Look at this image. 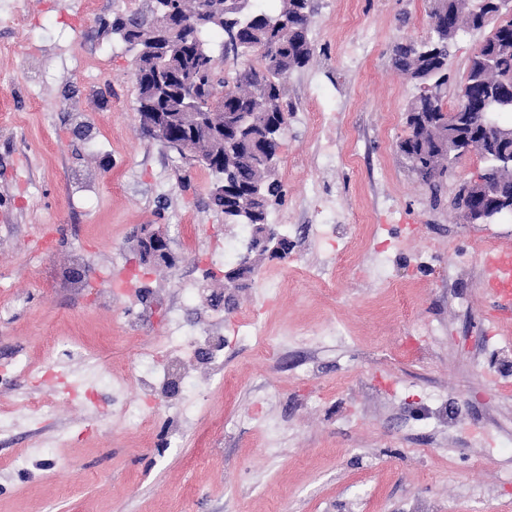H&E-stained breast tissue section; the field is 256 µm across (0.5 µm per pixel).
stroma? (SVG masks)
Listing matches in <instances>:
<instances>
[{"label":"stroma","mask_w":512,"mask_h":512,"mask_svg":"<svg viewBox=\"0 0 512 512\" xmlns=\"http://www.w3.org/2000/svg\"><path fill=\"white\" fill-rule=\"evenodd\" d=\"M85 2L0 0V361L97 393L0 384V512H512V396L494 392L493 356L512 349V321L494 325L481 288L512 215L467 224L451 209L478 155L435 201L398 150L420 89L390 52L429 36V0H312L314 55L285 83L286 195L267 215L294 225L292 250L246 288L224 278L240 227L213 205V176L140 129L136 56L110 23L146 0ZM485 37L452 46L447 104ZM146 229L173 263H140ZM335 266L321 288L313 273ZM176 318L224 337L216 367L140 360ZM243 318L268 355L236 336ZM54 336L86 358L56 359ZM433 397L456 427L423 419ZM46 398L32 420L25 402Z\"/></svg>","instance_id":"35a3bbf8"}]
</instances>
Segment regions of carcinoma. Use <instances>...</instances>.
Masks as SVG:
<instances>
[{
  "label": "carcinoma",
  "instance_id": "cac0c4a2",
  "mask_svg": "<svg viewBox=\"0 0 512 512\" xmlns=\"http://www.w3.org/2000/svg\"><path fill=\"white\" fill-rule=\"evenodd\" d=\"M170 9L177 14L195 16L201 11L200 0H169ZM281 7L269 14L254 9L246 15L228 12L224 22L234 25L241 42L255 48L256 64L240 73L234 85L222 79L218 91L224 93V104L214 110L211 124L224 127V140L215 141L208 134L195 131L194 144L217 162L224 163L225 199H213L224 212V223H265L270 203L283 196L282 184L275 178L276 171L266 170L258 163L257 155L274 154L279 139L269 138L266 127L284 124L283 95L288 74L308 64L313 49L309 39L311 0H280ZM501 0H431L429 17L434 38L420 44L414 41L398 42L391 50L392 66L400 73L422 85L448 72L451 44L464 29H484L486 14L498 10ZM162 0H151V5L137 9L112 22V33L136 51L141 70L152 67V58L141 54L143 47L167 37L180 47L176 65L182 70H204L213 63L214 56L206 48L205 37L213 32L224 33L212 21L207 26L192 27L186 31L164 24L159 16ZM495 69L485 68L488 59ZM469 77L473 82L468 104L456 103L448 108L443 98L416 96L406 109V123L410 134L398 144V150L408 169L418 181L428 187L432 199L439 197L440 186L448 178V147L456 144L459 135L477 137L484 148L498 142V130L508 126L500 116L512 115V103L501 101L489 109L497 122H490L482 105L486 87L501 89L512 80V17L503 20V28L490 31L478 52L470 60ZM466 113L462 128H448L449 111ZM254 115L251 136L238 138L234 116ZM483 185L473 189L462 201L453 200V208L477 204L484 190L502 194L512 192V170L499 169L488 164L483 170ZM259 184L262 195L248 196L249 188Z\"/></svg>",
  "mask_w": 512,
  "mask_h": 512
}]
</instances>
